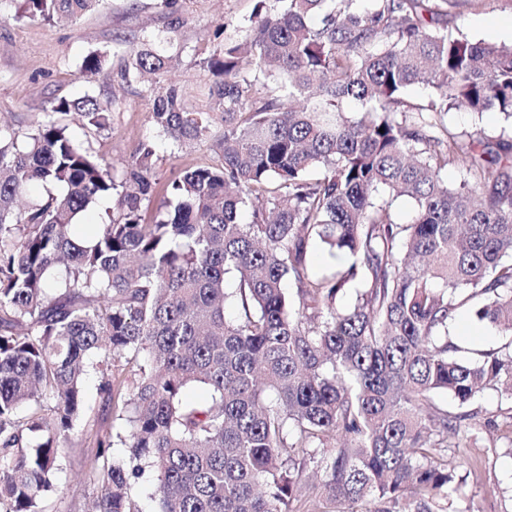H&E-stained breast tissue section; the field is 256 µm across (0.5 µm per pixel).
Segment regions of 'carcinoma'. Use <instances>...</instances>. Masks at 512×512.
Wrapping results in <instances>:
<instances>
[{"mask_svg": "<svg viewBox=\"0 0 512 512\" xmlns=\"http://www.w3.org/2000/svg\"><path fill=\"white\" fill-rule=\"evenodd\" d=\"M9 2L74 22L101 0ZM480 4L254 0L245 35L198 61L203 108L176 83L155 91L173 57L153 45L167 36L125 40L120 77H151L150 121L174 149L223 127L220 163L170 181L153 223V145L117 175L54 118L104 131L109 102L60 99L22 136L0 128V512H44L57 492L58 440L81 416L92 357L125 424L97 436L95 512H139L129 491L147 468L158 512H295L310 468L322 512H446L461 482L445 451L477 438L476 396L512 400V137L444 121L512 118V51L441 21ZM104 62L89 53L83 77ZM416 84L426 100L409 99ZM450 166L466 174L457 188ZM34 183L60 191L20 205ZM113 195L119 216L78 234ZM401 197L415 203L409 224L393 218ZM317 245L350 262L313 271ZM471 300L511 337L478 360L448 332ZM194 385L209 403L184 400ZM445 120L459 132H473L482 130L488 136H499L505 133L510 135L512 130V119L496 111L484 112L482 114H471L468 112L451 110Z\"/></svg>", "mask_w": 512, "mask_h": 512, "instance_id": "carcinoma-1", "label": "carcinoma"}]
</instances>
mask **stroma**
Segmentation results:
<instances>
[{
  "instance_id": "stroma-1",
  "label": "stroma",
  "mask_w": 512,
  "mask_h": 512,
  "mask_svg": "<svg viewBox=\"0 0 512 512\" xmlns=\"http://www.w3.org/2000/svg\"><path fill=\"white\" fill-rule=\"evenodd\" d=\"M254 0H187L185 24L174 36L170 52L179 56L171 72L173 81L192 92L203 104L206 78L198 66L201 52L219 46L216 26L236 37L248 25ZM169 11L161 0H102L76 23H56L18 18L10 0H0V124L25 133L41 120L46 108L60 99L94 96L111 104L107 130L96 131L75 114L61 116L75 142L121 169L138 144L149 141L156 153L154 177L166 184L180 170L213 163L215 144L207 140L186 152L174 151L149 121L151 100L141 83L126 84L117 77L126 56L122 43L141 29L164 30ZM448 26L468 38L512 48V0H483L449 17ZM106 52L107 60L91 80L81 77L85 56ZM445 120L460 132L484 131L489 136L512 132V119L496 111L471 114L450 111ZM469 356L500 347L506 338L497 330L481 327L469 306L460 307L451 326ZM100 378L90 373L84 384V412L62 447L58 482L61 492L46 500L45 512H85L93 488L85 480L84 464L98 448L95 432L111 430L112 410L99 389ZM485 426L477 442L448 451V466L466 482L454 495L447 512H512V433L503 425V412L512 401L487 391L475 401Z\"/></svg>"
}]
</instances>
